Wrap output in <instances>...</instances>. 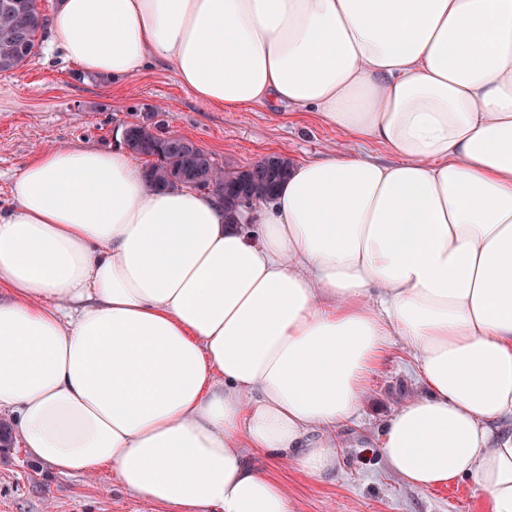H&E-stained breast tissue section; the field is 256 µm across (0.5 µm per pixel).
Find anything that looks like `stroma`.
Masks as SVG:
<instances>
[{"mask_svg": "<svg viewBox=\"0 0 512 512\" xmlns=\"http://www.w3.org/2000/svg\"><path fill=\"white\" fill-rule=\"evenodd\" d=\"M161 110L169 131L185 136L229 168L280 154L291 163L352 150L353 142L312 118L276 116L267 106L213 109L154 64L135 78L82 74L57 53L36 50L28 63L0 74V205L12 177L42 148L57 144L119 147L123 128ZM421 388L409 350L396 345L373 376L359 416L341 432L334 477L317 483L281 464L272 473L288 488L294 512H484L485 496L462 482L419 491L392 473L381 452L384 422ZM0 512H161L125 491L111 470L92 478L62 476L33 462L21 444L0 454Z\"/></svg>", "mask_w": 512, "mask_h": 512, "instance_id": "obj_1", "label": "stroma"}]
</instances>
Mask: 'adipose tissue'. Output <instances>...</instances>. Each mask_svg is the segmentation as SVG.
<instances>
[{"mask_svg":"<svg viewBox=\"0 0 512 512\" xmlns=\"http://www.w3.org/2000/svg\"><path fill=\"white\" fill-rule=\"evenodd\" d=\"M88 75L171 66L204 104L313 113L356 150L302 162L247 224L128 153L50 146L0 209V411L60 475L111 469L169 512H293L395 344L422 389L388 468L512 512V0H59Z\"/></svg>","mask_w":512,"mask_h":512,"instance_id":"obj_1","label":"adipose tissue"}]
</instances>
